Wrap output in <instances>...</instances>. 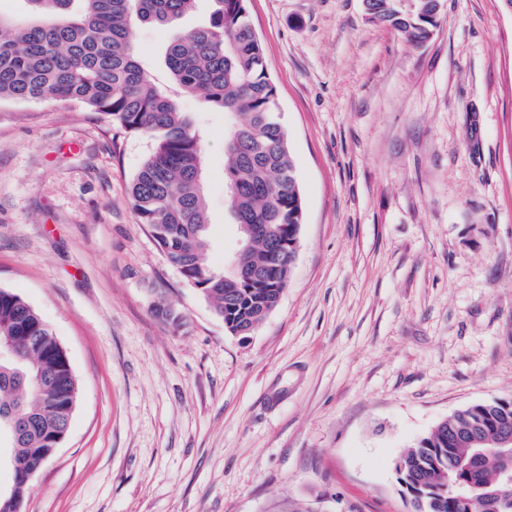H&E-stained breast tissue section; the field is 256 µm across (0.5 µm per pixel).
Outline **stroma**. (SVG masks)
<instances>
[{"label": "stroma", "instance_id": "obj_1", "mask_svg": "<svg viewBox=\"0 0 512 512\" xmlns=\"http://www.w3.org/2000/svg\"><path fill=\"white\" fill-rule=\"evenodd\" d=\"M246 8L305 213L251 335H231L139 224L129 187L150 136L0 98V288L38 310L79 382L21 512H412L402 451L512 396V10L442 0L416 43L362 0ZM213 9L198 0L176 29ZM173 30L133 34L166 88ZM176 100L203 135L220 271L237 247L224 115Z\"/></svg>", "mask_w": 512, "mask_h": 512}]
</instances>
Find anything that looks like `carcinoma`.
Listing matches in <instances>:
<instances>
[{
  "label": "carcinoma",
  "instance_id": "carcinoma-1",
  "mask_svg": "<svg viewBox=\"0 0 512 512\" xmlns=\"http://www.w3.org/2000/svg\"><path fill=\"white\" fill-rule=\"evenodd\" d=\"M41 20L0 19V98L75 103L130 132L153 139L135 174L130 200L183 280L195 288L233 335L264 320L277 305L295 257L279 254L301 235L302 196L276 86L246 0H215L207 25L177 32L165 52L172 81L228 119L224 176L233 223L259 234L250 261L264 278L243 282L204 262L209 224L202 175L204 147L193 122L158 88L134 48L138 26L172 27L196 0H26ZM372 20L388 22L416 42L437 28L434 0H376ZM15 336L17 352L0 361V436L5 423L39 418L4 444L19 460L46 464L58 425L71 420L79 382L66 353L39 313L0 288V344ZM512 426V396L450 414L396 461L413 512H512V461L496 452L501 429ZM491 452L469 464L476 449Z\"/></svg>",
  "mask_w": 512,
  "mask_h": 512
}]
</instances>
